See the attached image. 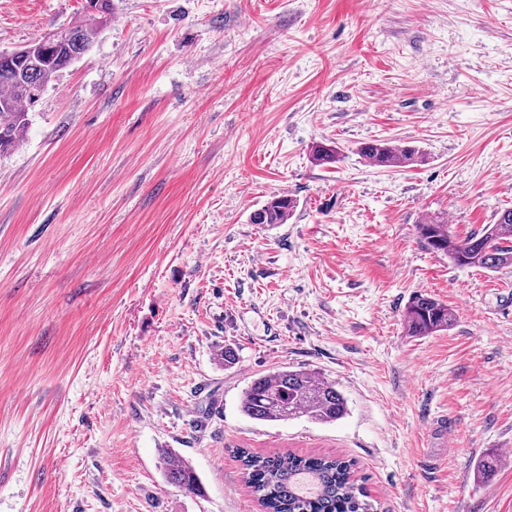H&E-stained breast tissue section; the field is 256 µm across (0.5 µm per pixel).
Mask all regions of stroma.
Wrapping results in <instances>:
<instances>
[{
    "label": "stroma",
    "mask_w": 512,
    "mask_h": 512,
    "mask_svg": "<svg viewBox=\"0 0 512 512\" xmlns=\"http://www.w3.org/2000/svg\"><path fill=\"white\" fill-rule=\"evenodd\" d=\"M85 5L0 0V51ZM375 140L425 161L370 166ZM276 193L288 223H251ZM510 207L512 0H112L0 155V512H260L235 445L353 460L377 512H512V266L416 231ZM418 292L450 330L406 334ZM284 367L348 415H243ZM164 448L203 495L166 482Z\"/></svg>",
    "instance_id": "1"
}]
</instances>
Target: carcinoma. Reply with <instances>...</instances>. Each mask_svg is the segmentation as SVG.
<instances>
[{
	"label": "carcinoma",
	"instance_id": "carcinoma-1",
	"mask_svg": "<svg viewBox=\"0 0 512 512\" xmlns=\"http://www.w3.org/2000/svg\"><path fill=\"white\" fill-rule=\"evenodd\" d=\"M89 22L63 28L52 40L35 39L10 56L0 55V154L19 145L28 125L29 107L48 84L91 47L99 28L112 19L110 0H86ZM358 153L371 166L405 168L422 161L419 148L394 141L361 144ZM319 164L338 161V151L319 144L313 150ZM297 208L286 193L273 195L251 216L253 224H285ZM420 242L448 257L457 266L493 271L512 266V208L499 213L463 239L452 234L444 216H431L416 225ZM455 314L441 300L425 294L412 296L403 324L409 336H431L453 325ZM241 412L261 422L306 417L331 424L348 413L345 396L336 383L312 370L279 369L251 380L242 392ZM244 474L263 512H374L365 487L353 477L354 463L342 457L275 452L260 454L234 448ZM166 481L194 496L203 494L201 478L192 464L166 449L161 453Z\"/></svg>",
	"mask_w": 512,
	"mask_h": 512
}]
</instances>
